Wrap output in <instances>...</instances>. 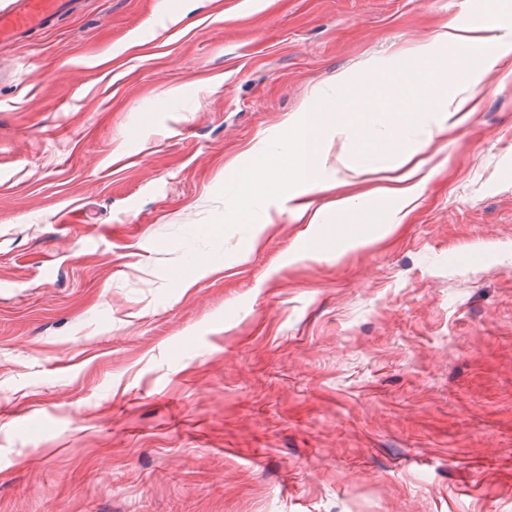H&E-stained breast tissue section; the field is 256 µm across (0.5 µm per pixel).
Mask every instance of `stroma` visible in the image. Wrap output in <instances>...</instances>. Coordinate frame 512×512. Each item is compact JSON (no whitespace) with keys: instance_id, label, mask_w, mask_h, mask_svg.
I'll list each match as a JSON object with an SVG mask.
<instances>
[{"instance_id":"obj_1","label":"stroma","mask_w":512,"mask_h":512,"mask_svg":"<svg viewBox=\"0 0 512 512\" xmlns=\"http://www.w3.org/2000/svg\"><path fill=\"white\" fill-rule=\"evenodd\" d=\"M487 0H77L0 46V512H512V61L380 173L225 225L253 146L339 74L382 95ZM179 87L178 96L168 90ZM319 242L302 249L303 239Z\"/></svg>"}]
</instances>
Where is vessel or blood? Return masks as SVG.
<instances>
[{
  "label": "vessel or blood",
  "mask_w": 512,
  "mask_h": 512,
  "mask_svg": "<svg viewBox=\"0 0 512 512\" xmlns=\"http://www.w3.org/2000/svg\"><path fill=\"white\" fill-rule=\"evenodd\" d=\"M72 0H9L0 7V44L17 42L68 12Z\"/></svg>",
  "instance_id": "1"
}]
</instances>
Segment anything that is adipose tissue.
I'll return each instance as SVG.
<instances>
[{"mask_svg":"<svg viewBox=\"0 0 512 512\" xmlns=\"http://www.w3.org/2000/svg\"><path fill=\"white\" fill-rule=\"evenodd\" d=\"M509 14L512 0H493L481 23L461 16L432 43L418 45L412 55L424 62L419 80L399 98L374 95L370 80L350 88L344 76H336L328 90L286 120L285 136L252 151L249 165L240 174L236 199L226 207L223 224L214 225V233H221L224 224L237 223L246 213L269 223L265 204L281 195L293 201L296 216L308 214L313 223H326L325 213H309L300 195L327 188L324 147L337 138L348 137L355 144L352 156L337 158L345 170L356 173L375 165L395 173L398 185L393 195L404 203L413 202L425 188L424 182H409L403 172L415 153L413 134L421 130L431 136L445 131L466 105L467 88L480 82L486 68L512 58V28L501 22ZM438 45L455 48L450 65L435 57Z\"/></svg>","mask_w":512,"mask_h":512,"instance_id":"adipose-tissue-1","label":"adipose tissue"}]
</instances>
